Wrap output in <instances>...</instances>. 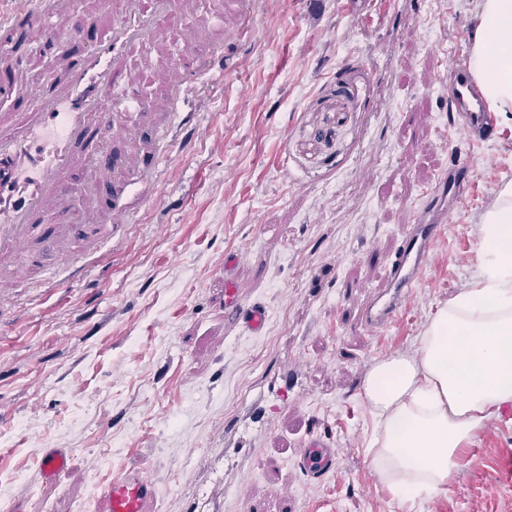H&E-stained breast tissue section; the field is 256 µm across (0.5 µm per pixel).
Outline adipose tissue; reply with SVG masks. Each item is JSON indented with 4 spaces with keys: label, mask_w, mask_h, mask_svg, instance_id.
Segmentation results:
<instances>
[{
    "label": "adipose tissue",
    "mask_w": 512,
    "mask_h": 512,
    "mask_svg": "<svg viewBox=\"0 0 512 512\" xmlns=\"http://www.w3.org/2000/svg\"><path fill=\"white\" fill-rule=\"evenodd\" d=\"M470 73L490 108L512 114V0H483ZM474 281L436 310L414 353L374 361L364 400L371 465L408 512L443 491L474 435L512 404V184L480 227Z\"/></svg>",
    "instance_id": "obj_1"
}]
</instances>
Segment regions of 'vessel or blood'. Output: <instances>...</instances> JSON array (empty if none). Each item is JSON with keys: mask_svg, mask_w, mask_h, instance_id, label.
Masks as SVG:
<instances>
[{"mask_svg": "<svg viewBox=\"0 0 512 512\" xmlns=\"http://www.w3.org/2000/svg\"><path fill=\"white\" fill-rule=\"evenodd\" d=\"M9 15H0V31L25 29L30 42L51 36L60 20H67L75 39L94 34L88 50L78 56L61 54L63 76L56 84L34 95L35 112L14 132L0 133V263L20 257L27 265L55 255L60 242L79 232L76 224L60 223L68 211V177L82 165L97 192L94 209L102 225L103 240H111L122 213L113 204L114 171L138 174L159 166L163 156L151 155L138 144L129 125L131 109L149 110L148 100L133 94L140 76L134 62L144 50L165 39L162 21L191 12L196 0H114L107 23L98 17L75 14L71 0H19ZM23 70L11 55L0 56V98L20 93ZM151 77L174 100L186 98L191 87L189 66L173 52L158 56ZM448 85V106L457 116L462 140L451 143L448 167L425 189L426 205L413 224L407 225L394 254L386 258V277L364 307L358 329L375 334L391 324L433 252L454 202L470 184L469 147L490 138L492 120L480 90L465 63L449 66L443 75ZM123 132L125 144L111 149L109 134ZM244 252L224 258V314L248 335L263 332L269 311L260 302H243L233 277ZM68 450L53 448L42 458L39 474L57 481L65 475ZM299 468L321 481L336 469V451L327 434L313 433L305 442ZM96 498L102 512H156L158 492L147 470L130 467L118 471L98 487Z\"/></svg>", "mask_w": 512, "mask_h": 512, "instance_id": "1", "label": "vessel or blood"}]
</instances>
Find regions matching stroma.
Returning a JSON list of instances; mask_svg holds the SVG:
<instances>
[{
    "label": "stroma",
    "instance_id": "1",
    "mask_svg": "<svg viewBox=\"0 0 512 512\" xmlns=\"http://www.w3.org/2000/svg\"><path fill=\"white\" fill-rule=\"evenodd\" d=\"M481 0H198L171 39L203 30L211 70L193 124L164 137L163 88L137 123L169 159L131 197L112 244L81 237L69 263L30 272L0 307V512H102L96 486L146 468L159 512H402L374 472L363 397L372 365L411 353L436 310L476 276L480 226L512 182V128L474 144L466 196L401 315L349 331L456 135L440 74L469 57ZM251 16L256 35L237 30ZM243 300L265 302L259 336L224 318V256ZM65 288H47L50 279ZM353 293L340 297L343 284ZM289 371L269 425L248 402ZM329 433L336 471L309 480V431ZM253 448L240 458L238 448ZM50 448L66 475L40 480ZM512 419L494 415L447 490L415 512H512Z\"/></svg>",
    "mask_w": 512,
    "mask_h": 512
}]
</instances>
